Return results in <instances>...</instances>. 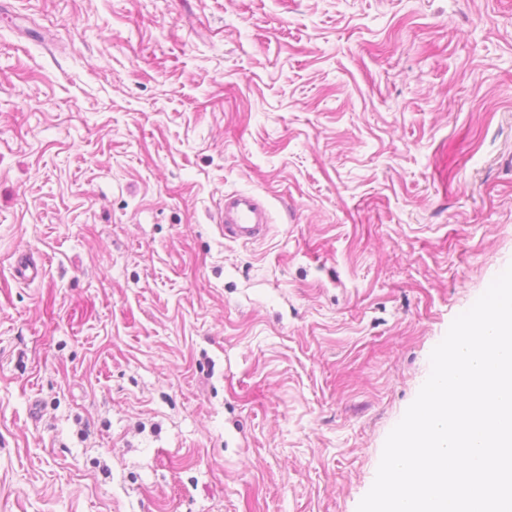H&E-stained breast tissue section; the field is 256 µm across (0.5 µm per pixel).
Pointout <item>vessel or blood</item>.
<instances>
[{"mask_svg":"<svg viewBox=\"0 0 512 512\" xmlns=\"http://www.w3.org/2000/svg\"><path fill=\"white\" fill-rule=\"evenodd\" d=\"M272 222L268 207L251 193L225 196L218 227L226 240L256 242L264 239Z\"/></svg>","mask_w":512,"mask_h":512,"instance_id":"1","label":"vessel or blood"}]
</instances>
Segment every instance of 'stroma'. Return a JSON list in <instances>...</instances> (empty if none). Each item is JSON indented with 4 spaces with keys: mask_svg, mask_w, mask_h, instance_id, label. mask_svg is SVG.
<instances>
[{
    "mask_svg": "<svg viewBox=\"0 0 512 512\" xmlns=\"http://www.w3.org/2000/svg\"><path fill=\"white\" fill-rule=\"evenodd\" d=\"M511 264L512 0H0V512H357ZM217 226L229 241L256 242L264 239L272 223L268 207L251 193L224 196Z\"/></svg>",
    "mask_w": 512,
    "mask_h": 512,
    "instance_id": "obj_1",
    "label": "stroma"
}]
</instances>
